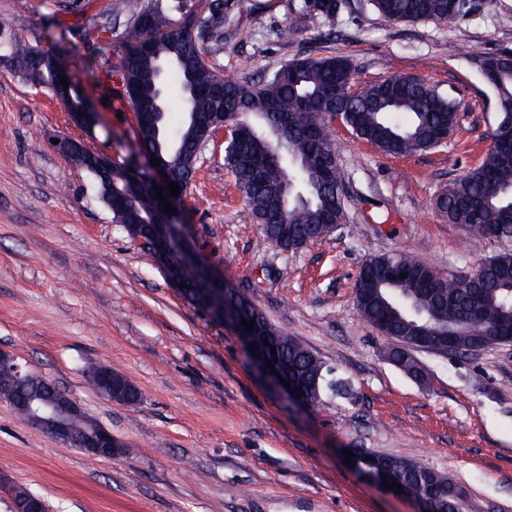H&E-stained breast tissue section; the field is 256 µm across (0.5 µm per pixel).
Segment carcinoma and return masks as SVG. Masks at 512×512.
<instances>
[{"label":"carcinoma","instance_id":"obj_1","mask_svg":"<svg viewBox=\"0 0 512 512\" xmlns=\"http://www.w3.org/2000/svg\"><path fill=\"white\" fill-rule=\"evenodd\" d=\"M383 18L393 22L436 21L454 25L478 12L488 0H369ZM180 8L169 0H115L101 23L109 24L86 35V61L96 65L112 50L116 27L123 38L140 39L143 32L165 35L132 49L120 68L103 71L107 80L119 77L124 88L121 101L135 112H152L165 105L164 77L182 91V123L174 130L167 120L159 129L138 128L141 149L160 150L165 158L167 179L185 190L195 178L185 161L208 130L213 113H224L230 140L224 147V164L235 176L263 240L287 247H305L318 240L323 221L343 211L342 183L330 184L321 177L323 159L336 157L329 135L312 137L317 125L328 123L331 113L356 133L389 155L407 156L424 151L443 133L457 127V103L436 88L411 77H394L376 83L358 95L341 96V88L352 81V64L342 56L295 58L256 80H232L208 60L220 46H208L202 31L224 30L225 0H216L204 16L200 30H172L171 12ZM308 8L330 26L336 24L338 0H312ZM8 55L24 65L21 78L28 84L56 93L54 75L39 67L35 57L39 44L17 38L5 43ZM512 54L482 56L479 69L495 95L497 111L512 110ZM292 180L299 196L285 199L281 187ZM112 184L128 186L132 201L126 209L112 213L122 227L143 222L139 187L129 182L122 167L112 169ZM448 222L464 227L486 226L500 240H512V132L498 131L495 143L479 166L448 185L438 199ZM493 264L478 265L473 277L439 282L450 303L442 304L412 272L424 263L408 253L395 252L365 261L359 269L355 301L363 319L380 324L396 338L412 339V324L433 310L436 319L453 326L456 352L463 354L481 341H506L499 332L512 329V253L491 257ZM390 270L411 273L398 287L383 285ZM278 342V353L293 380L303 388H331L324 365L296 338L266 322ZM37 384H22L12 374L0 372V399L11 402L20 394L31 395ZM402 465L407 493L421 494V483L431 475L435 491L427 499L426 512H454L458 490L445 474L410 460L367 453L360 459L362 470L384 475Z\"/></svg>","mask_w":512,"mask_h":512}]
</instances>
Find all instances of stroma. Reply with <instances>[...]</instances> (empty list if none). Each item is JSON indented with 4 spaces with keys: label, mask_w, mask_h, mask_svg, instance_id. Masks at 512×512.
I'll list each match as a JSON object with an SVG mask.
<instances>
[{
    "label": "stroma",
    "mask_w": 512,
    "mask_h": 512,
    "mask_svg": "<svg viewBox=\"0 0 512 512\" xmlns=\"http://www.w3.org/2000/svg\"><path fill=\"white\" fill-rule=\"evenodd\" d=\"M108 4L0 0V36L67 49L66 67L102 116L93 128L75 126L0 56V351L54 382L126 450L90 456L0 400V479L42 496L50 512H414L346 464L344 449L367 448L447 474L482 512H512V343L478 355L415 351L428 373L422 384L388 361V340L355 303L367 259L409 251L452 278L512 250V240L448 223L437 205L491 143L496 102L477 61L512 51V0H489L452 26L394 23L368 0H347L332 27L311 12L295 20L304 0H228L216 60L225 77L336 55L350 59L355 90L411 76L462 106L447 144L409 156L331 126L345 221L295 252L263 242L223 144L209 145L183 193L182 221L207 264L342 382L302 408L256 374L233 329L168 285L94 198L87 173L52 145L57 135L80 139L119 161L132 151V112L73 60L89 19ZM98 364L133 382L140 401L100 395L89 380Z\"/></svg>",
    "instance_id": "35a3bbf8"
}]
</instances>
